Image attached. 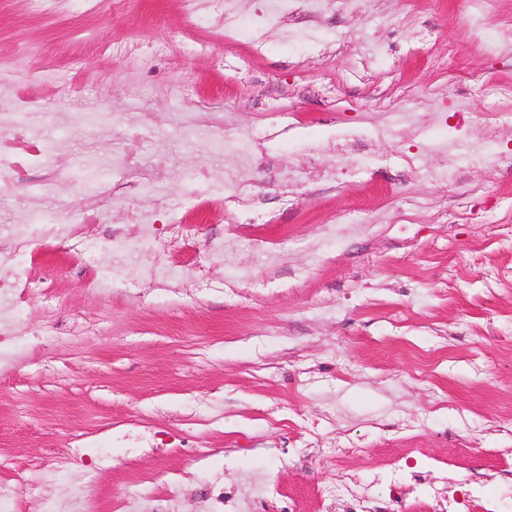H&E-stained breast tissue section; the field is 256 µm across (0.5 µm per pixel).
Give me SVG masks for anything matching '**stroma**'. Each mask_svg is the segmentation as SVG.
<instances>
[{
    "mask_svg": "<svg viewBox=\"0 0 512 512\" xmlns=\"http://www.w3.org/2000/svg\"><path fill=\"white\" fill-rule=\"evenodd\" d=\"M226 6L231 33L209 4L40 16L0 0V113L35 95L50 117L33 142L65 159L46 193H0V228L97 209L81 172L138 158L112 171L121 199L102 223L82 225L87 258L28 225V342L0 354V486L19 512L119 497L207 512L200 486L249 498L266 482L282 491L267 512H348L345 494L328 511L319 497L344 468L388 512L431 488L466 500L473 479L512 512V233L493 229L512 225V122L497 119L512 113V0L478 32L464 0H290L261 31L246 26L261 0ZM217 133L250 159L211 152ZM451 140L484 154L454 160ZM144 176L165 200L152 226L129 219L153 210ZM335 445L357 452L324 459ZM409 455L421 484L395 477ZM166 472L179 491L141 497Z\"/></svg>",
    "mask_w": 512,
    "mask_h": 512,
    "instance_id": "stroma-1",
    "label": "stroma"
}]
</instances>
